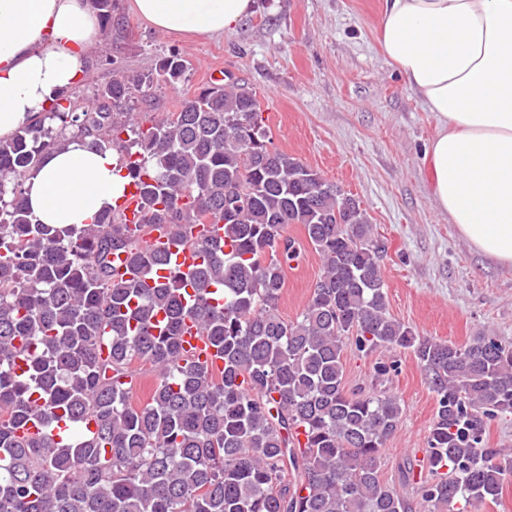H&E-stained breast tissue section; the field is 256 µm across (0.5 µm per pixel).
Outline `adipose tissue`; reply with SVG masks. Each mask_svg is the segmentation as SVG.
I'll return each mask as SVG.
<instances>
[{
  "mask_svg": "<svg viewBox=\"0 0 512 512\" xmlns=\"http://www.w3.org/2000/svg\"><path fill=\"white\" fill-rule=\"evenodd\" d=\"M253 0H132L174 36L235 30ZM99 19L88 0H0V137H10L85 74ZM385 57L431 112L425 150L439 209L473 249L512 266V0H383ZM127 180L118 157L70 142L25 181L44 224H87Z\"/></svg>",
  "mask_w": 512,
  "mask_h": 512,
  "instance_id": "ef3b65f1",
  "label": "adipose tissue"
}]
</instances>
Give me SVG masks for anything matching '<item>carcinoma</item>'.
Instances as JSON below:
<instances>
[{"label": "carcinoma", "instance_id": "carcinoma-1", "mask_svg": "<svg viewBox=\"0 0 512 512\" xmlns=\"http://www.w3.org/2000/svg\"><path fill=\"white\" fill-rule=\"evenodd\" d=\"M91 4L105 28L120 27L115 0ZM186 69L173 52L117 76L91 108L65 93L0 139V512H412L380 479L403 404L345 390L347 347L413 353L434 393L426 458L403 469L424 512L498 503L512 452L486 447L484 434L512 414V342L483 333L457 346L392 317L384 245L366 213L271 148L244 82L229 76L160 119L133 117L154 85H175ZM72 141L118 154L139 187L137 222L112 207L89 224L34 220L24 182ZM194 224L213 227L193 242L201 261L172 273L146 237L165 229L180 239ZM290 224L303 227L323 272L288 321L278 306L301 256ZM187 320L220 370L182 353ZM137 363L154 382L134 403ZM59 419L74 440L43 432Z\"/></svg>", "mask_w": 512, "mask_h": 512}]
</instances>
